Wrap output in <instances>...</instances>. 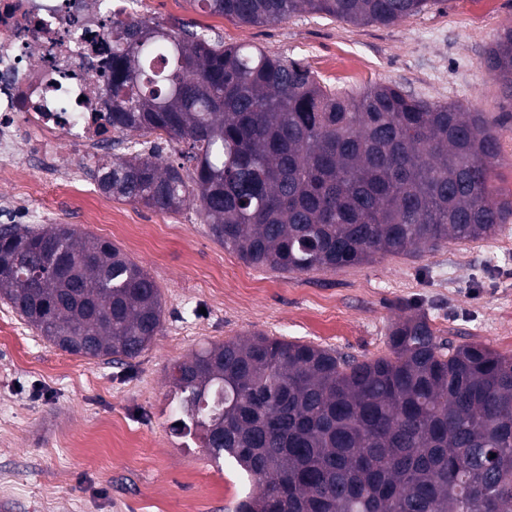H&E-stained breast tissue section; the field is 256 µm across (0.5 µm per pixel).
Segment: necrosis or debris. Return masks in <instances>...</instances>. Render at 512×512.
<instances>
[{"instance_id":"4bbe7bcc","label":"necrosis or debris","mask_w":512,"mask_h":512,"mask_svg":"<svg viewBox=\"0 0 512 512\" xmlns=\"http://www.w3.org/2000/svg\"><path fill=\"white\" fill-rule=\"evenodd\" d=\"M129 0H0V161L73 156L112 140L107 84L114 8Z\"/></svg>"}]
</instances>
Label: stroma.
Segmentation results:
<instances>
[{
	"instance_id": "stroma-1",
	"label": "stroma",
	"mask_w": 512,
	"mask_h": 512,
	"mask_svg": "<svg viewBox=\"0 0 512 512\" xmlns=\"http://www.w3.org/2000/svg\"><path fill=\"white\" fill-rule=\"evenodd\" d=\"M152 21L188 25L224 44H253L300 61L328 83L354 71L357 86L392 82L410 94L459 102L495 120L502 153L496 195L512 199V100L482 64L512 25V0H442L390 25H353L302 13L239 24L177 0H152ZM143 224V240L87 224L67 196L49 221L112 239L154 279L166 305L163 330L139 357L86 359L49 346L0 299V512H233L243 487L200 440L172 430L169 375L201 345L264 333L356 358L387 353L388 330L420 310L442 337L512 355V223L494 237L418 256H386L335 272L288 274L245 264L191 209L165 213L116 200ZM133 448L85 447L105 424Z\"/></svg>"
}]
</instances>
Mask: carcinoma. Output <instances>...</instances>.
Here are the masks:
<instances>
[{"mask_svg":"<svg viewBox=\"0 0 512 512\" xmlns=\"http://www.w3.org/2000/svg\"><path fill=\"white\" fill-rule=\"evenodd\" d=\"M244 24L315 12L391 24L441 0H187ZM512 97V25L483 58ZM118 138L158 145L100 160L98 190L194 209L247 265L307 274L467 244L512 222L492 190L484 113L393 83L330 87L285 56L188 27L112 16ZM52 346L138 357L160 334L156 282L114 243L69 224L0 225V299ZM358 359L263 333L202 347L170 374L173 429L254 489L235 512H512V355L454 344L421 311Z\"/></svg>","mask_w":512,"mask_h":512,"instance_id":"1","label":"carcinoma"}]
</instances>
